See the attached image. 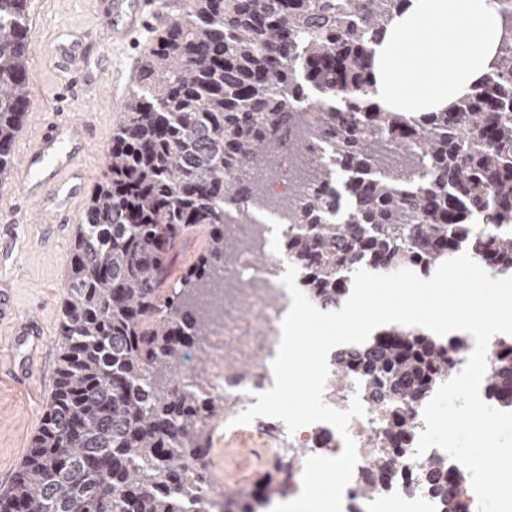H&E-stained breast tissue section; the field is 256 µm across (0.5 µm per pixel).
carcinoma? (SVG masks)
Here are the masks:
<instances>
[{
    "instance_id": "cac0c4a2",
    "label": "carcinoma",
    "mask_w": 512,
    "mask_h": 512,
    "mask_svg": "<svg viewBox=\"0 0 512 512\" xmlns=\"http://www.w3.org/2000/svg\"><path fill=\"white\" fill-rule=\"evenodd\" d=\"M405 0H192L149 50L112 134L103 176L68 256L56 389L0 512H193L208 482V422L224 404L179 385L206 365L201 297L243 243L228 209L258 194L283 146L311 132L336 152L300 153L313 186L288 207L282 253L319 309L347 301L353 274L429 276L462 251L512 276V0L492 70L439 112H389L370 97L373 45ZM27 0H0V186L25 112ZM205 244L172 282L181 247ZM464 336L389 324L334 353L336 374L389 410L381 436L408 448L410 414L453 374ZM512 409V337L489 377ZM377 492L402 457L377 447ZM274 470L228 512H263L306 455ZM444 512H467L466 475L432 458Z\"/></svg>"
}]
</instances>
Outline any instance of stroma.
Returning a JSON list of instances; mask_svg holds the SVG:
<instances>
[{"label": "stroma", "instance_id": "stroma-1", "mask_svg": "<svg viewBox=\"0 0 512 512\" xmlns=\"http://www.w3.org/2000/svg\"><path fill=\"white\" fill-rule=\"evenodd\" d=\"M189 3L179 0L172 6L156 0L155 12L142 28L99 48L91 60L66 62L57 56L60 46L79 38L92 39L102 28L98 0H29L32 40L27 88L33 109L22 119L14 155L34 144L42 123L91 115L95 134L80 167L87 189L95 190L110 135L133 86L132 75L140 72L147 49ZM20 170V164H13L7 184L0 187V290H11L17 319L40 318L44 334L31 355L14 345L11 322L0 324V494L9 491L54 392L66 256L77 233L73 224L38 222L31 209L18 215ZM212 445L222 449L223 463L241 464L246 475L258 477V470L251 466L256 442L249 435L228 437L219 427L213 432Z\"/></svg>", "mask_w": 512, "mask_h": 512}]
</instances>
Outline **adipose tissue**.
Wrapping results in <instances>:
<instances>
[{"label":"adipose tissue","mask_w":512,"mask_h":512,"mask_svg":"<svg viewBox=\"0 0 512 512\" xmlns=\"http://www.w3.org/2000/svg\"><path fill=\"white\" fill-rule=\"evenodd\" d=\"M504 36L492 0H406L374 47L371 97L390 112L440 110L490 71Z\"/></svg>","instance_id":"ef3b65f1"}]
</instances>
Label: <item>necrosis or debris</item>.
Listing matches in <instances>:
<instances>
[{
  "label": "necrosis or debris",
  "instance_id": "4bbe7bcc",
  "mask_svg": "<svg viewBox=\"0 0 512 512\" xmlns=\"http://www.w3.org/2000/svg\"><path fill=\"white\" fill-rule=\"evenodd\" d=\"M287 220L257 219L225 225L226 240L245 242L236 263L217 269L207 297L218 308L210 313V334L204 368H184L180 384L195 389L206 400L223 401L225 422H232L256 396L274 385L272 362L281 340V320L291 305V296L281 278L287 263L271 244L272 237H285ZM365 416L352 418L349 433L360 452L351 482L343 494L342 512H443L441 500L423 482V459L408 455L385 487L365 498L360 488L374 470V457L362 445L378 434L385 421L383 406L365 403ZM250 434L261 447L258 467L271 470L288 461L295 449H323L325 456L342 453L344 441L330 424L318 422L289 431L276 418L259 417L250 424Z\"/></svg>",
  "mask_w": 512,
  "mask_h": 512
}]
</instances>
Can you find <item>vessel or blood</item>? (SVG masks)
Segmentation results:
<instances>
[{
    "mask_svg": "<svg viewBox=\"0 0 512 512\" xmlns=\"http://www.w3.org/2000/svg\"><path fill=\"white\" fill-rule=\"evenodd\" d=\"M107 33L126 34L145 21L142 0H100ZM92 131L88 120L61 127L44 125L36 143L23 154L21 195L42 217L72 224L76 215L68 204L83 188L76 165Z\"/></svg>",
    "mask_w": 512,
    "mask_h": 512,
    "instance_id": "obj_1",
    "label": "vessel or blood"
}]
</instances>
